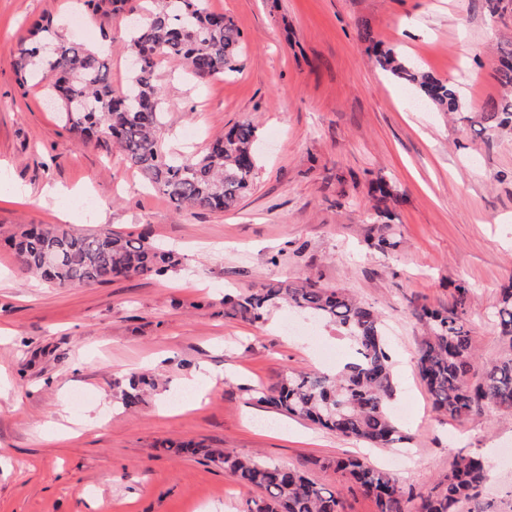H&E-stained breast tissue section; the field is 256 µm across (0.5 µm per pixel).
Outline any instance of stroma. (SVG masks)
I'll return each instance as SVG.
<instances>
[{"label": "stroma", "mask_w": 512, "mask_h": 512, "mask_svg": "<svg viewBox=\"0 0 512 512\" xmlns=\"http://www.w3.org/2000/svg\"><path fill=\"white\" fill-rule=\"evenodd\" d=\"M241 33L237 71L204 82L162 63L168 148L203 153L224 130L254 123V184L224 213L176 210L113 149L83 146L46 103L43 85L19 84V41L40 17L65 39L109 58L113 85L129 78L119 23L78 0H0V164L26 187L0 192V512H243L255 488L222 464L158 449L193 440L305 471L342 499L374 501L325 460L367 458L403 492L441 481L457 457L493 466L462 512H512V414L490 406L463 424L439 413L416 361L421 306L443 310L454 287L474 290L476 369L499 354L489 314L512 283V133L477 134L372 63L368 40L452 82L464 111L504 93L495 73L512 48V11L485 0H209ZM386 181L389 197L376 193ZM60 187L52 200L45 187ZM89 195L86 214L72 205ZM25 224L77 233L147 235L181 253L163 276L60 288L23 273L5 240ZM390 225L392 248L372 228ZM342 288L381 316L404 441L367 449L353 439L257 404L249 388L286 372H331L352 344L287 306L258 322L228 318L225 292L270 280ZM133 372L159 380L135 409L112 382Z\"/></svg>", "instance_id": "1"}]
</instances>
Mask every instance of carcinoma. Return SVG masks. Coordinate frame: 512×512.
Masks as SVG:
<instances>
[{
    "instance_id": "1",
    "label": "carcinoma",
    "mask_w": 512,
    "mask_h": 512,
    "mask_svg": "<svg viewBox=\"0 0 512 512\" xmlns=\"http://www.w3.org/2000/svg\"><path fill=\"white\" fill-rule=\"evenodd\" d=\"M86 2L103 20L121 13L139 16L125 40L129 56L139 59L130 83L114 88L107 57L82 42L58 37L48 21L36 24L20 40L15 67L22 83L41 73V79L49 80L50 97L61 104L68 131L83 143L94 140L115 146L177 210L235 208L255 177L257 127L250 122L233 127L202 155L170 154L163 148L167 110L156 77L163 60L185 63L201 82L235 72L241 35L233 20L211 10L207 0H150L145 7L139 0ZM368 51L383 71L423 99L445 111L457 108L456 88L448 82L377 42H371ZM497 78L501 86L512 89V50L502 58ZM467 121L486 130H512V94L504 95L492 111L477 112ZM10 246L22 270L57 286L89 287L118 277L165 275L182 263L178 252L143 235L113 231L79 234L30 224L11 237ZM49 256L55 258L51 269L44 264ZM278 303L336 326L353 343L354 360L333 375L288 372L270 386L253 388V399L372 448L403 440L388 410L394 393L391 356L376 310L345 290L324 288L309 279L272 280L245 295H224V316L256 322ZM471 303L472 290L460 283L448 310L424 306L419 313L427 327L417 358L420 378L434 407L458 424L487 406L512 413V282L500 289L498 305L490 312L501 354L476 378L471 376ZM115 386L116 399L130 410L156 383L134 374ZM162 448L177 456L219 462L236 480L259 490L245 512H342L338 493L298 470L191 442ZM327 466L372 498L378 512H460L463 503L479 495L490 462L480 454L461 456L437 485L407 499L392 476L358 459L338 458Z\"/></svg>"
}]
</instances>
